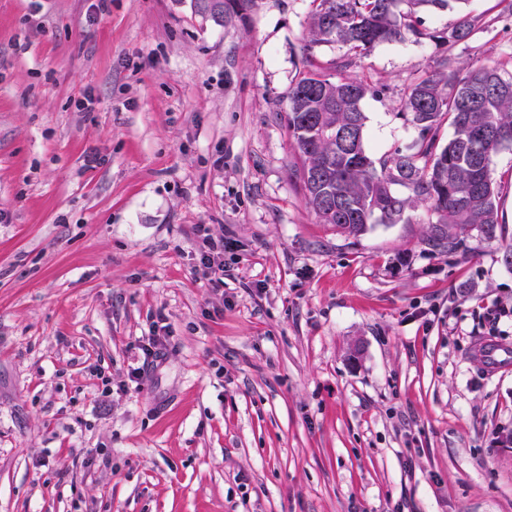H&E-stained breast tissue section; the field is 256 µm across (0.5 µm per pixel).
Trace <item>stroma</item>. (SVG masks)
Masks as SVG:
<instances>
[{"mask_svg":"<svg viewBox=\"0 0 512 512\" xmlns=\"http://www.w3.org/2000/svg\"><path fill=\"white\" fill-rule=\"evenodd\" d=\"M487 23L360 55L373 157L409 146L410 85L445 53L512 72ZM312 0L216 23L190 0H0V512H512V148L498 236L454 254L426 213L337 236L288 132ZM197 224L231 241L224 290ZM167 348L143 367L156 317Z\"/></svg>","mask_w":512,"mask_h":512,"instance_id":"obj_1","label":"stroma"}]
</instances>
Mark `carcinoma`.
Returning <instances> with one entry per match:
<instances>
[{
    "label": "carcinoma",
    "mask_w": 512,
    "mask_h": 512,
    "mask_svg": "<svg viewBox=\"0 0 512 512\" xmlns=\"http://www.w3.org/2000/svg\"><path fill=\"white\" fill-rule=\"evenodd\" d=\"M252 0H192V7L217 23L241 17ZM305 39V69L288 90V131L301 161L306 206L336 234L359 237L376 224L409 221L406 213L427 208L426 242L455 253L475 229L492 240L498 231V191L491 177L493 156L512 146V74L498 63L462 64L444 58L439 69L412 84L404 110L417 137L412 146L378 160L365 144L362 101L371 85L324 73L313 49L339 43L366 52L407 37L436 39L448 47L486 24L465 11L469 0H313ZM457 11L451 30L428 33L423 11ZM452 137L440 145L443 122ZM403 187V195L398 188Z\"/></svg>",
    "instance_id": "cac0c4a2"
}]
</instances>
